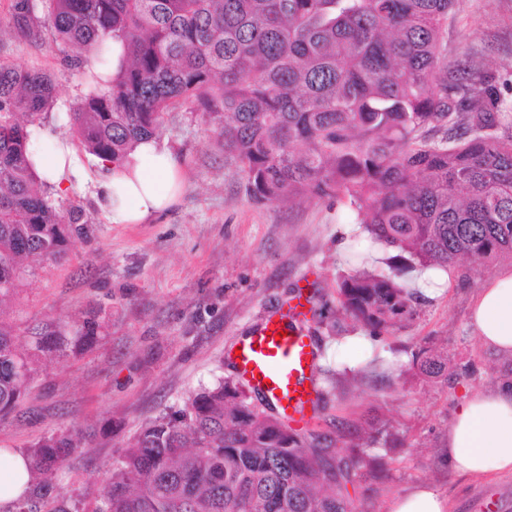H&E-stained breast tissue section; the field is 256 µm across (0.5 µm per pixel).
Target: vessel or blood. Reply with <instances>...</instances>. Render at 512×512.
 I'll return each mask as SVG.
<instances>
[{
	"label": "vessel or blood",
	"mask_w": 512,
	"mask_h": 512,
	"mask_svg": "<svg viewBox=\"0 0 512 512\" xmlns=\"http://www.w3.org/2000/svg\"><path fill=\"white\" fill-rule=\"evenodd\" d=\"M310 298L300 294L286 311L266 317L238 344V372L254 390L299 423L313 417L317 350L301 323L312 312Z\"/></svg>",
	"instance_id": "vessel-or-blood-1"
}]
</instances>
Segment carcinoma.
I'll use <instances>...</instances> for the list:
<instances>
[{"label": "carcinoma", "instance_id": "cac0c4a2", "mask_svg": "<svg viewBox=\"0 0 512 512\" xmlns=\"http://www.w3.org/2000/svg\"><path fill=\"white\" fill-rule=\"evenodd\" d=\"M454 0H12L15 33L45 29L78 66L110 36L125 58L107 81L88 76L68 113L91 155L120 160L164 115L185 104L217 126L257 204L285 197L345 199L369 237L442 272L469 257L512 254V99L493 74L440 51ZM56 103L53 77L0 62V303L25 262L59 264L83 214L41 191L27 153L29 125ZM354 270L337 300L371 334L417 314L398 278ZM99 324L72 336L54 326L32 343L0 319V420L15 413L42 358L92 349ZM414 363L448 377V358L418 348ZM250 390L227 380L140 428L119 458L95 512H361L348 486L376 481L399 434L387 419L359 424L358 443L333 432L285 427ZM112 431L64 429L25 449L29 491L17 512H67L55 471L83 441Z\"/></svg>", "mask_w": 512, "mask_h": 512}]
</instances>
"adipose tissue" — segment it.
I'll return each mask as SVG.
<instances>
[{
  "label": "adipose tissue",
  "instance_id": "obj_1",
  "mask_svg": "<svg viewBox=\"0 0 512 512\" xmlns=\"http://www.w3.org/2000/svg\"><path fill=\"white\" fill-rule=\"evenodd\" d=\"M29 158L46 184L62 189L85 167L62 136L37 128ZM99 197L109 223L142 224L178 204L187 182L176 154L157 137L138 141L119 162L98 160ZM468 326L486 348L512 358V265L501 267L471 299ZM445 457L451 471L472 481L512 476V385L467 393L448 426ZM26 460L0 448V504L21 499ZM385 512H450L446 497L417 483L390 496Z\"/></svg>",
  "mask_w": 512,
  "mask_h": 512
}]
</instances>
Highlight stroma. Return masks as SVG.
<instances>
[{
  "label": "stroma",
  "mask_w": 512,
  "mask_h": 512,
  "mask_svg": "<svg viewBox=\"0 0 512 512\" xmlns=\"http://www.w3.org/2000/svg\"><path fill=\"white\" fill-rule=\"evenodd\" d=\"M11 3L0 0V62L52 75L56 104L38 124L68 133L66 114L86 90L87 68L66 66L67 50L51 32L18 39ZM443 53L451 63L470 57L511 83L512 0H455ZM159 139L178 155L188 180L168 214L144 224L108 223L91 163L66 190L47 188L57 207L83 212L88 232L73 239L66 263L32 264L0 314L28 341L45 325L68 329L95 313L100 340L91 353L42 360L23 415L0 421V448L20 451L60 429L111 420V434L67 458L56 476L71 512H92L113 461L140 426L184 408L202 389L237 379L231 356L241 337L303 290L314 302L308 330L321 352L324 403L315 429L378 411L405 439L384 450L386 492L368 499V512H383L386 494L422 481L448 497L451 512H480L486 498L494 501L492 512H512L511 477L471 481L453 475L444 459L459 400L512 380V360L483 347L467 325L473 294L512 257L434 272L431 289L417 297L418 316L373 340L390 369L345 380L337 359L352 361L359 353L336 346L337 283L356 264L387 271L395 248L372 242L346 201L248 199L242 172L225 159L213 126L193 106L166 113ZM426 341L447 351V379L418 375L412 354Z\"/></svg>",
  "instance_id": "1"
}]
</instances>
